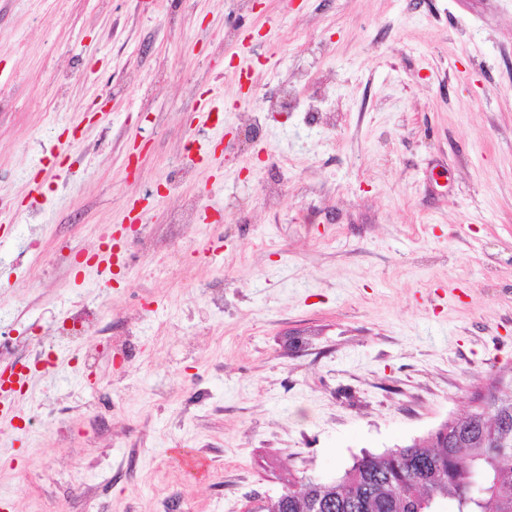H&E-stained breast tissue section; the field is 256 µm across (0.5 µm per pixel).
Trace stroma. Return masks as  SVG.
<instances>
[{"mask_svg":"<svg viewBox=\"0 0 512 512\" xmlns=\"http://www.w3.org/2000/svg\"><path fill=\"white\" fill-rule=\"evenodd\" d=\"M291 81L329 83L334 126L266 112L249 138ZM189 196L208 221L171 230ZM0 200V309L44 362L12 411L57 426L0 421L7 512H253L512 368V0H0ZM130 222L155 252L79 268ZM103 303L136 350L86 369L54 329Z\"/></svg>","mask_w":512,"mask_h":512,"instance_id":"obj_1","label":"stroma"}]
</instances>
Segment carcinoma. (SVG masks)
Returning a JSON list of instances; mask_svg holds the SVG:
<instances>
[{"mask_svg": "<svg viewBox=\"0 0 512 512\" xmlns=\"http://www.w3.org/2000/svg\"><path fill=\"white\" fill-rule=\"evenodd\" d=\"M493 378L461 419L419 442L363 453L336 480L288 487L277 512H512V399Z\"/></svg>", "mask_w": 512, "mask_h": 512, "instance_id": "cac0c4a2", "label": "carcinoma"}]
</instances>
